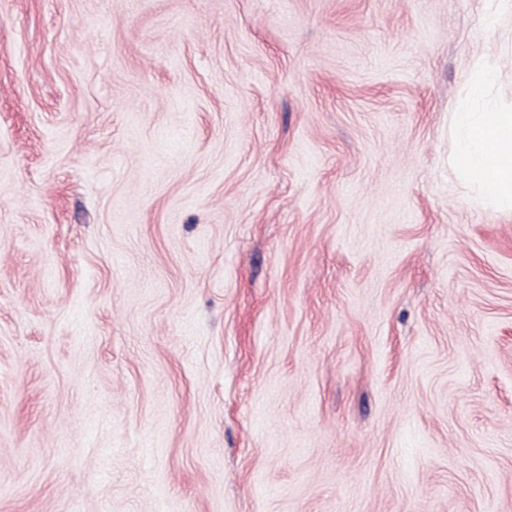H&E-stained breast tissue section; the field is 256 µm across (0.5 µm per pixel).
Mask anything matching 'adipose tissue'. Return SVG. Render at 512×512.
I'll list each match as a JSON object with an SVG mask.
<instances>
[{
	"label": "adipose tissue",
	"instance_id": "adipose-tissue-1",
	"mask_svg": "<svg viewBox=\"0 0 512 512\" xmlns=\"http://www.w3.org/2000/svg\"><path fill=\"white\" fill-rule=\"evenodd\" d=\"M454 127L457 143L448 158L450 172L477 186L486 207L512 209V111L460 112Z\"/></svg>",
	"mask_w": 512,
	"mask_h": 512
}]
</instances>
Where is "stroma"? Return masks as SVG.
I'll return each mask as SVG.
<instances>
[{
    "label": "stroma",
    "instance_id": "35a3bbf8",
    "mask_svg": "<svg viewBox=\"0 0 512 512\" xmlns=\"http://www.w3.org/2000/svg\"><path fill=\"white\" fill-rule=\"evenodd\" d=\"M486 12L0 0V512H512ZM455 151L448 169L461 182L477 186L490 209H512V110L458 112Z\"/></svg>",
    "mask_w": 512,
    "mask_h": 512
}]
</instances>
